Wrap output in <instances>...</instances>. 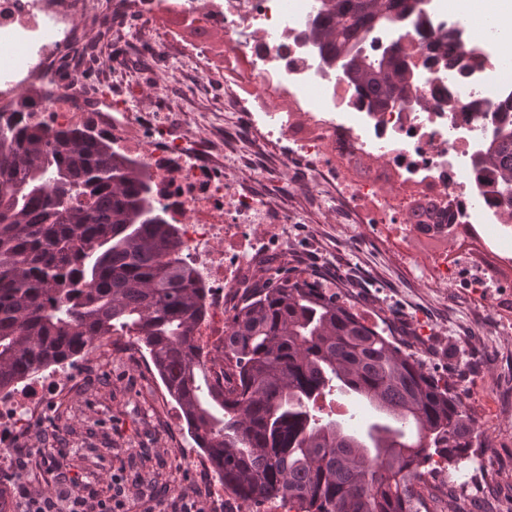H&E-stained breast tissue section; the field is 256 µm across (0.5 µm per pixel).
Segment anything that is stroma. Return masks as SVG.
<instances>
[{
    "label": "stroma",
    "mask_w": 512,
    "mask_h": 512,
    "mask_svg": "<svg viewBox=\"0 0 512 512\" xmlns=\"http://www.w3.org/2000/svg\"><path fill=\"white\" fill-rule=\"evenodd\" d=\"M92 55H119L112 77L127 84L143 112L197 114L198 128L216 120L218 99L205 96L200 80L180 66L162 65L149 48L127 44L104 23ZM276 201L296 221L288 251L259 268L254 287L274 269L303 273L334 289L368 325L405 340L426 368L457 392L480 433L470 458L427 475L428 486L453 498L458 512H512V335H498L512 314V288L488 299L469 296L456 284L436 288L415 278L395 259L400 240L380 242L371 226L341 223L330 190L310 184L305 174L277 173ZM95 371L73 365L66 396H45L41 411L5 453L0 488L9 491L8 512H24L16 475L32 487L53 492L71 485L76 495L105 498L111 475L121 471L131 512H185L191 502L206 512H241L232 495L212 496L213 473L197 470L187 450L194 442L178 405L162 399V383L147 367L140 348L111 354L105 343L90 350ZM323 415L358 430L381 415L356 394L332 396ZM67 449L56 468L45 462L49 449Z\"/></svg>",
    "instance_id": "obj_1"
}]
</instances>
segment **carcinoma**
Here are the masks:
<instances>
[{
	"label": "carcinoma",
	"mask_w": 512,
	"mask_h": 512,
	"mask_svg": "<svg viewBox=\"0 0 512 512\" xmlns=\"http://www.w3.org/2000/svg\"><path fill=\"white\" fill-rule=\"evenodd\" d=\"M430 0H319L308 38L323 65L374 110L413 96L416 73L395 48L364 52L373 29L421 19ZM479 54L448 46V66ZM476 163L512 216V129ZM431 204L409 221L427 233ZM136 159L87 127L0 123V390L62 367L103 336H134L187 431L242 512L281 499L296 512H431L417 486L441 458L456 463L479 438L460 396L336 292L283 274L253 288L224 330L222 390L194 336L204 317L197 271ZM358 394L392 420L366 433L315 410ZM415 426L406 440L403 426Z\"/></svg>",
	"instance_id": "obj_1"
}]
</instances>
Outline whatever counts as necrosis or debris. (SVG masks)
Listing matches in <instances>:
<instances>
[{"label":"necrosis or debris","instance_id":"necrosis-or-debris-1","mask_svg":"<svg viewBox=\"0 0 512 512\" xmlns=\"http://www.w3.org/2000/svg\"><path fill=\"white\" fill-rule=\"evenodd\" d=\"M163 0H113L115 24H135L153 36ZM176 11L207 32L204 40L168 34L165 59L188 62L200 78L224 75V122L192 135L183 118L169 112H137L112 94V109L73 105L82 89L83 54L99 30L94 0H0V112L29 108L31 119L56 127L81 124L110 139L144 165L155 202L176 224L188 260L205 290V317L195 336L215 379H223L224 330L255 269L288 248L287 211L266 193L245 184L237 170L216 162L228 139L275 151L281 168L297 169L330 183L336 208L350 224H372L406 245L404 264L417 267L433 285L455 282L484 297L498 282L447 254L420 259L411 244L421 235L408 222L411 195L435 206L437 239L447 225L482 224L503 262L512 261V232L492 190L491 175L476 155L500 124L512 126V74L499 54L486 50V31L432 11L403 33L373 30L365 50L398 44L418 75L414 103L398 99L371 112L357 88L326 69L306 37L315 0H176ZM223 34L222 53L210 37ZM463 40L483 63L469 74L448 65V43ZM63 378L49 373L25 389L0 393V442L10 443L36 415L46 391H63Z\"/></svg>","mask_w":512,"mask_h":512}]
</instances>
